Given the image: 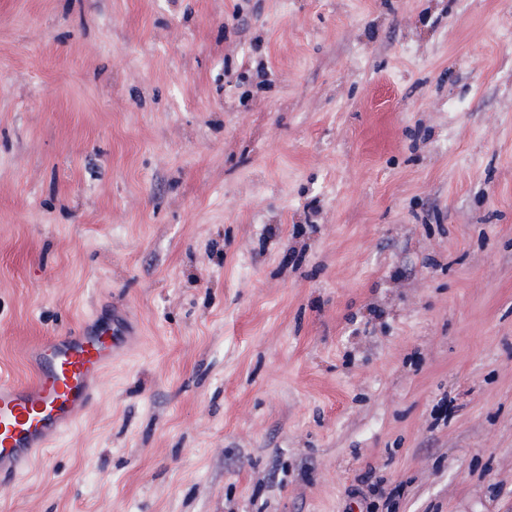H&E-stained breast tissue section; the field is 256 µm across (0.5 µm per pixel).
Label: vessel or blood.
Listing matches in <instances>:
<instances>
[{"label": "vessel or blood", "instance_id": "vessel-or-blood-1", "mask_svg": "<svg viewBox=\"0 0 512 512\" xmlns=\"http://www.w3.org/2000/svg\"><path fill=\"white\" fill-rule=\"evenodd\" d=\"M127 336L117 322L71 330L35 351L33 384L0 383V476L18 479L34 450L66 431Z\"/></svg>", "mask_w": 512, "mask_h": 512}]
</instances>
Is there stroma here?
<instances>
[{
    "instance_id": "obj_1",
    "label": "stroma",
    "mask_w": 512,
    "mask_h": 512,
    "mask_svg": "<svg viewBox=\"0 0 512 512\" xmlns=\"http://www.w3.org/2000/svg\"><path fill=\"white\" fill-rule=\"evenodd\" d=\"M115 309L0 512H512V0H0V381Z\"/></svg>"
}]
</instances>
